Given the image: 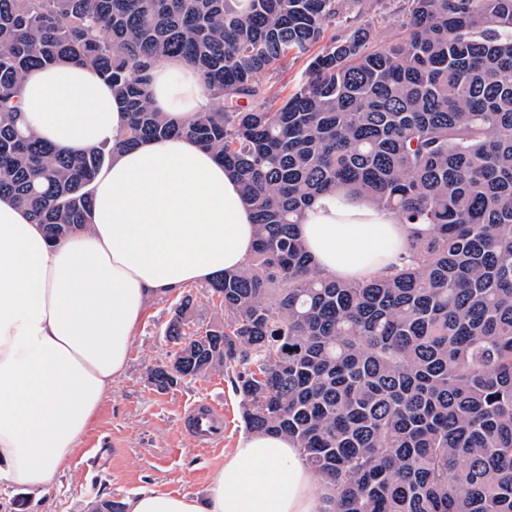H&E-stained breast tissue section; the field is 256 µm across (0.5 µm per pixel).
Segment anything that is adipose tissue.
Listing matches in <instances>:
<instances>
[{
    "mask_svg": "<svg viewBox=\"0 0 512 512\" xmlns=\"http://www.w3.org/2000/svg\"><path fill=\"white\" fill-rule=\"evenodd\" d=\"M155 109L180 122L213 99L188 60L150 71ZM26 125L54 145L89 149L117 137L126 110L92 67L30 71ZM316 265L335 279L391 272L412 239L398 215L320 197L299 226ZM253 214L232 172L187 138L146 141L95 180L85 227L50 242L42 225L0 199V485L49 492L125 372L149 299L242 269ZM312 470L282 436L244 438L205 499L144 490L126 512H322Z\"/></svg>",
    "mask_w": 512,
    "mask_h": 512,
    "instance_id": "adipose-tissue-1",
    "label": "adipose tissue"
}]
</instances>
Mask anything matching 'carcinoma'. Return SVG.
<instances>
[{
  "label": "carcinoma",
  "mask_w": 512,
  "mask_h": 512,
  "mask_svg": "<svg viewBox=\"0 0 512 512\" xmlns=\"http://www.w3.org/2000/svg\"><path fill=\"white\" fill-rule=\"evenodd\" d=\"M349 2L0 0V198L57 242L86 225L115 154L194 139L237 173L255 244L206 284L224 323L186 332L181 297L153 384L234 370L245 428L295 443L327 512H512V0H408L401 37L324 41ZM318 43L269 105L262 73ZM169 57L215 100L186 124L147 93ZM58 62L96 68L123 101L115 141L71 153L24 125L26 73ZM325 194L415 226L391 273L315 265L298 228Z\"/></svg>",
  "instance_id": "1"
}]
</instances>
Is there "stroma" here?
Segmentation results:
<instances>
[{
    "label": "stroma",
    "instance_id": "obj_1",
    "mask_svg": "<svg viewBox=\"0 0 512 512\" xmlns=\"http://www.w3.org/2000/svg\"><path fill=\"white\" fill-rule=\"evenodd\" d=\"M406 7V0H354L327 33L337 37L350 28L365 27L383 37L396 36ZM306 65V58L290 59L264 74L261 82L268 98L278 102L291 94L303 81ZM184 293L195 299L196 323L223 322L224 310L204 284L153 297L136 328L125 374L113 384L57 486L49 494L27 497L15 489L0 488V512H15L14 502L19 498L25 499L26 512H90L93 501H123L145 489L206 496L213 475L247 431L231 373L217 372L167 389L157 388L149 379L150 368L168 362L177 350L166 338L165 328ZM210 400L222 404L228 417L220 448L200 445L180 429V417L191 403ZM112 442L119 447L118 455L107 468H100V446Z\"/></svg>",
    "mask_w": 512,
    "mask_h": 512
}]
</instances>
